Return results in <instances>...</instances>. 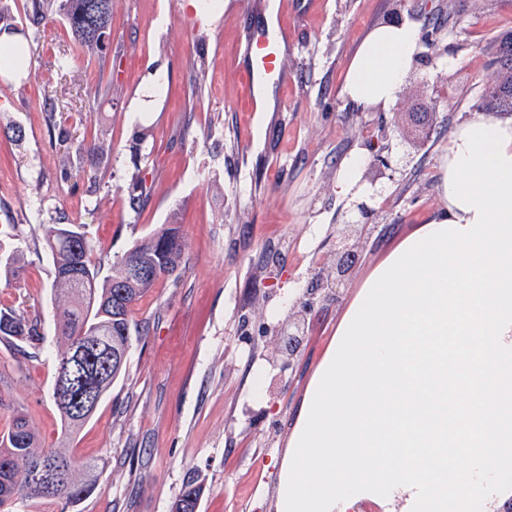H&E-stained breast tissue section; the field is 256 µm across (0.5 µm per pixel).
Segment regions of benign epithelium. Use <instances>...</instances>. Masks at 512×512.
I'll list each match as a JSON object with an SVG mask.
<instances>
[{"instance_id": "benign-epithelium-1", "label": "benign epithelium", "mask_w": 512, "mask_h": 512, "mask_svg": "<svg viewBox=\"0 0 512 512\" xmlns=\"http://www.w3.org/2000/svg\"><path fill=\"white\" fill-rule=\"evenodd\" d=\"M378 229L377 224H344L337 231L331 274L327 278L314 279L306 291V299L293 307L286 321L274 327V331L279 335L280 371L293 368L295 360L301 355L316 305H323L338 298L341 286L354 269L356 254L355 247L350 243V234H372ZM31 480L35 488L55 493L60 487V470L55 464L46 461L33 469Z\"/></svg>"}]
</instances>
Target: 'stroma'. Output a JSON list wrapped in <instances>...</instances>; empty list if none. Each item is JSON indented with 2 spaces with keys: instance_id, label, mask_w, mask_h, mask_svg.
Wrapping results in <instances>:
<instances>
[{
  "instance_id": "35a3bbf8",
  "label": "stroma",
  "mask_w": 512,
  "mask_h": 512,
  "mask_svg": "<svg viewBox=\"0 0 512 512\" xmlns=\"http://www.w3.org/2000/svg\"><path fill=\"white\" fill-rule=\"evenodd\" d=\"M258 2L118 0L108 103L81 94L96 83L97 62L58 74L68 39L58 23L31 41L30 77L0 75V249L22 248L26 259L18 280H0V307L49 312L42 227L57 213L110 256L174 220L186 239L176 276L133 313L149 331L133 338L124 379L75 438L76 454L104 471L73 512H169L191 476L206 484L198 512H276L281 463L337 323L397 240L442 212L441 152L478 114L493 81L492 42L512 33V0H283L288 80L268 88L269 111L252 113L236 48L243 28L268 24ZM390 23L420 29L414 73L387 108L352 106L342 97L352 58ZM53 94L65 142L44 125ZM97 136L112 151L91 196L87 172L61 181L58 162ZM360 154L370 160L366 191L342 197L340 167ZM377 154L388 169L373 164ZM136 170L151 187L137 212L126 200ZM363 220L381 233L360 240L339 300L321 308L296 370L280 373L272 326L331 262L338 225ZM52 383L47 357L19 367L0 344V397L26 413L46 448L60 434Z\"/></svg>"
}]
</instances>
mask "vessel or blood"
Segmentation results:
<instances>
[{
	"label": "vessel or blood",
	"instance_id": "vessel-or-blood-1",
	"mask_svg": "<svg viewBox=\"0 0 512 512\" xmlns=\"http://www.w3.org/2000/svg\"><path fill=\"white\" fill-rule=\"evenodd\" d=\"M287 41L288 30L280 21L264 32L243 30L239 54L247 63L245 97L248 111H259L267 85L286 82L283 57Z\"/></svg>",
	"mask_w": 512,
	"mask_h": 512
}]
</instances>
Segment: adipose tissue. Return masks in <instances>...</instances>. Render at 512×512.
Masks as SVG:
<instances>
[{
    "instance_id": "1",
    "label": "adipose tissue",
    "mask_w": 512,
    "mask_h": 512,
    "mask_svg": "<svg viewBox=\"0 0 512 512\" xmlns=\"http://www.w3.org/2000/svg\"><path fill=\"white\" fill-rule=\"evenodd\" d=\"M406 23L361 43L342 93L389 106L413 72ZM445 211L365 275L319 364L281 464L277 512H348L362 493L448 512L467 476L449 449L512 453V122L461 125L443 151ZM427 483L423 496L410 492Z\"/></svg>"
}]
</instances>
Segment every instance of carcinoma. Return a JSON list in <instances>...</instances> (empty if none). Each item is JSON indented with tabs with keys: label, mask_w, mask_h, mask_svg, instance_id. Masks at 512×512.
I'll return each instance as SVG.
<instances>
[{
	"label": "carcinoma",
	"mask_w": 512,
	"mask_h": 512,
	"mask_svg": "<svg viewBox=\"0 0 512 512\" xmlns=\"http://www.w3.org/2000/svg\"><path fill=\"white\" fill-rule=\"evenodd\" d=\"M115 0H0V30L9 32L23 26L37 35L48 24L61 21L70 43L58 50L57 68L66 74L76 54L97 60L100 72L112 58V27ZM496 77L482 95L478 109L482 112H512V33L501 37L491 57ZM27 46L19 43L8 71L29 73ZM93 100H112V78H101L86 89ZM50 137L66 140L69 129L57 119V104L51 99L44 105ZM103 143L95 138L80 143L75 151L60 161V175L68 179L72 171L104 155ZM149 199L145 180L135 173L128 191L131 210L142 209ZM45 248L54 267V326L56 367L73 373L76 387L90 385L100 397L126 373L127 352L133 334L144 335L149 322L133 323V308L156 287L172 277L184 263L185 241L181 225L162 224L152 233L132 243L112 260V273L101 276L105 259L94 263V246L85 225L73 224L61 214L45 234ZM22 255L14 251L0 255V274L15 276ZM137 262L143 275L131 277L128 265ZM42 336L38 317L16 309H0V342L13 351L17 364L35 358L36 345ZM61 423L59 440L69 441L92 415L72 413L57 408ZM53 458L67 471L62 489L45 494L31 486V467L42 458ZM101 469L94 460L82 459L67 448H42L36 429L25 413L12 408L7 433L0 436V512H12L18 502L63 500L73 506L100 489ZM206 490L204 481L191 478L173 499L169 512H197Z\"/></svg>",
	"instance_id": "carcinoma-1"
}]
</instances>
